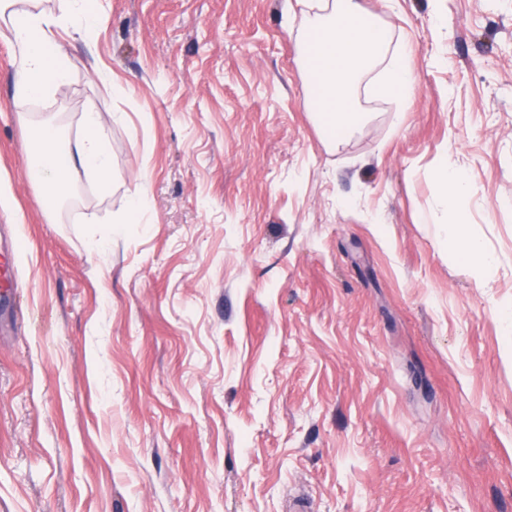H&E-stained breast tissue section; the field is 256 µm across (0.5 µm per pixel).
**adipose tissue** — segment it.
<instances>
[{
	"instance_id": "obj_1",
	"label": "adipose tissue",
	"mask_w": 512,
	"mask_h": 512,
	"mask_svg": "<svg viewBox=\"0 0 512 512\" xmlns=\"http://www.w3.org/2000/svg\"><path fill=\"white\" fill-rule=\"evenodd\" d=\"M287 30L300 45L312 81L321 92L315 97L319 128L324 139L341 146L368 114L359 89L371 85L379 96L411 99L416 78L407 64L409 45L395 40L390 24L367 12L360 0H284ZM97 14L90 0H67V9L53 14L39 7L22 9L18 0H0V22L11 30L20 61L15 78L14 105L60 92L69 72L56 29L90 31ZM82 132L69 146L61 145L58 129L49 120L39 123L31 140L30 178L52 200L66 196L73 177L81 175L99 191L112 181V158L102 113H83ZM440 206L452 236L462 233L460 210L470 191L466 175L451 155H443L435 170Z\"/></svg>"
}]
</instances>
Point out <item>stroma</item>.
Wrapping results in <instances>:
<instances>
[{
	"instance_id": "stroma-1",
	"label": "stroma",
	"mask_w": 512,
	"mask_h": 512,
	"mask_svg": "<svg viewBox=\"0 0 512 512\" xmlns=\"http://www.w3.org/2000/svg\"><path fill=\"white\" fill-rule=\"evenodd\" d=\"M361 3L417 87L335 149L283 0H102L25 114L0 23V512H512V0ZM104 101L110 190L47 199L31 118ZM447 152L481 281L436 245ZM148 207V196L145 191L135 194L129 201L126 211L112 218V224H134ZM464 255L471 275L481 280L484 272L492 265L493 257L486 253L478 242L470 238L467 240Z\"/></svg>"
}]
</instances>
